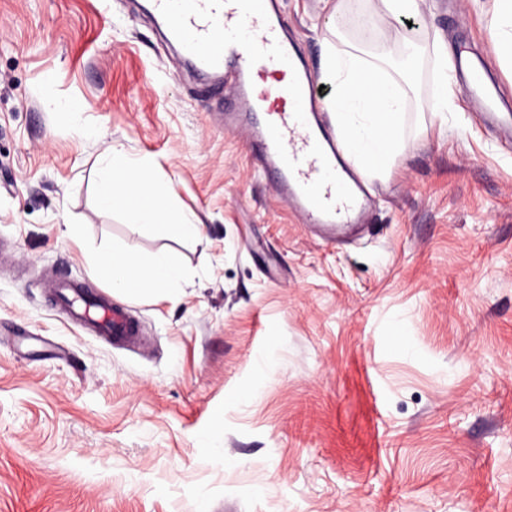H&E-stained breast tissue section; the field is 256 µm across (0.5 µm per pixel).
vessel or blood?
<instances>
[{
	"instance_id": "obj_1",
	"label": "vessel or blood",
	"mask_w": 512,
	"mask_h": 512,
	"mask_svg": "<svg viewBox=\"0 0 512 512\" xmlns=\"http://www.w3.org/2000/svg\"><path fill=\"white\" fill-rule=\"evenodd\" d=\"M154 9L189 59L205 72L223 73L235 113L250 128L252 155L276 174L288 204L333 232L359 223L366 192L334 131L316 119L318 84L309 74L294 73L290 82L271 89L274 102L265 106L244 60L238 40L243 30L249 49L266 65L290 66L295 49L274 18L275 0H154ZM56 295L73 320L92 321L117 341L137 338L138 325L123 308L88 296L80 285L59 283Z\"/></svg>"
}]
</instances>
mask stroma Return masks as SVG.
I'll return each mask as SVG.
<instances>
[{
	"instance_id": "obj_1",
	"label": "stroma",
	"mask_w": 512,
	"mask_h": 512,
	"mask_svg": "<svg viewBox=\"0 0 512 512\" xmlns=\"http://www.w3.org/2000/svg\"><path fill=\"white\" fill-rule=\"evenodd\" d=\"M490 2L426 0L417 30L364 37L340 20L379 0H278L313 77L337 46L418 50L392 164L360 174L369 216L332 242L140 0H0V512H512V130L460 91L429 110L440 44L512 106ZM112 149L147 158L202 239L100 210ZM112 247L186 273L175 298L122 300L131 347L54 296L110 295L89 257Z\"/></svg>"
}]
</instances>
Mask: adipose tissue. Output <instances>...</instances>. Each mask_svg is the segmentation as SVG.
<instances>
[{
	"instance_id": "ef3b65f1",
	"label": "adipose tissue",
	"mask_w": 512,
	"mask_h": 512,
	"mask_svg": "<svg viewBox=\"0 0 512 512\" xmlns=\"http://www.w3.org/2000/svg\"><path fill=\"white\" fill-rule=\"evenodd\" d=\"M488 31L500 65L511 67L512 0H493ZM326 76L335 86L326 108L334 117L346 154L365 170H386L398 148L397 132L405 100L403 87L389 74L384 60H368L355 49L334 50L327 60ZM371 76L376 79V89L369 97L364 95L363 88ZM132 187L147 200L146 206L134 209L135 223L159 238L174 233L193 240L201 236L200 221L178 214L155 185L149 162L112 151L98 169V206L105 211L121 209ZM90 272L107 281L113 294L127 296L126 282L133 277L139 283L138 295L160 299L175 296L185 275L183 267L168 254L158 253L142 260L117 247L100 253Z\"/></svg>"
}]
</instances>
